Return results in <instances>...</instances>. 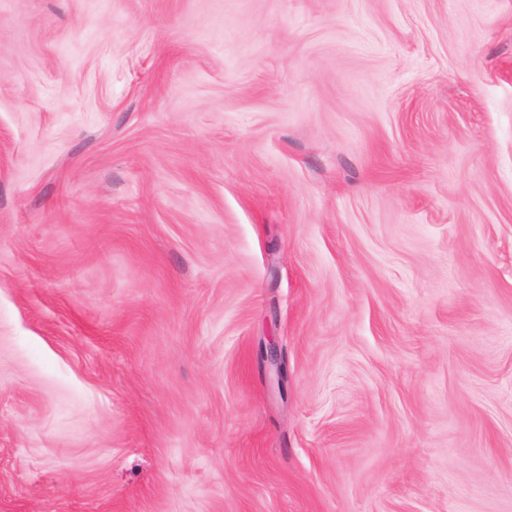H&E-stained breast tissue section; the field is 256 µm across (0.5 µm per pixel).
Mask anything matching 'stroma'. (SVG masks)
<instances>
[{"instance_id":"1","label":"stroma","mask_w":512,"mask_h":512,"mask_svg":"<svg viewBox=\"0 0 512 512\" xmlns=\"http://www.w3.org/2000/svg\"><path fill=\"white\" fill-rule=\"evenodd\" d=\"M0 512H512V0H0Z\"/></svg>"}]
</instances>
